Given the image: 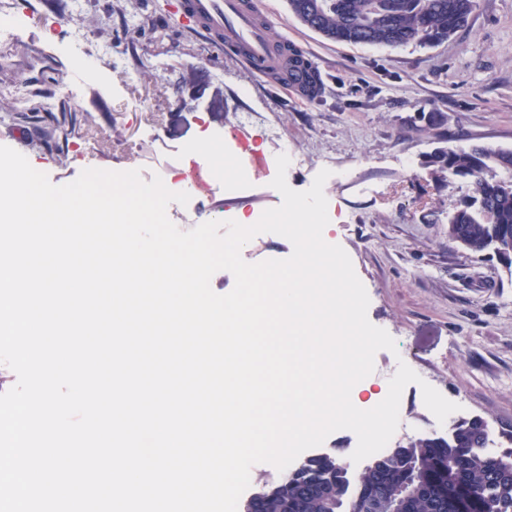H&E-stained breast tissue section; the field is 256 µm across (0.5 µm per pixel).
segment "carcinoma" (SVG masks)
Here are the masks:
<instances>
[{
    "instance_id": "1",
    "label": "carcinoma",
    "mask_w": 512,
    "mask_h": 512,
    "mask_svg": "<svg viewBox=\"0 0 512 512\" xmlns=\"http://www.w3.org/2000/svg\"><path fill=\"white\" fill-rule=\"evenodd\" d=\"M308 28L334 42L430 46L463 28L475 0H288ZM423 165L438 183L469 186L448 214V239L480 254L512 242V149L437 147ZM488 423L461 419L448 435L419 434L379 454L355 478L329 453L307 457L247 504L266 512H457L447 484L477 493L479 512H512V450L490 455Z\"/></svg>"
}]
</instances>
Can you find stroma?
Returning <instances> with one entry per match:
<instances>
[{"mask_svg":"<svg viewBox=\"0 0 512 512\" xmlns=\"http://www.w3.org/2000/svg\"><path fill=\"white\" fill-rule=\"evenodd\" d=\"M18 35L0 48V84L25 80L29 109L0 120V145L22 153L51 183L87 168L140 170L179 190L192 148L236 129L243 113L278 129L244 135L248 151L275 163L295 154L288 185L308 189L319 171L337 224L329 235L349 255L369 299V321L395 340L375 355L362 399L405 362L447 399L457 418L485 419L488 450L512 448V272L448 240V214L468 193L437 185L423 158L440 142L512 149V0H476L467 29L447 42L396 48L338 43L308 29L286 0H260L274 32L305 47L323 78L318 97L284 103L199 37L174 26L166 0H12ZM56 108L40 116V103ZM442 112L445 127L426 113ZM61 130L36 142L38 125ZM270 176L233 205L212 198L224 219L278 207ZM421 384L408 385L400 442L431 431Z\"/></svg>","mask_w":512,"mask_h":512,"instance_id":"1","label":"stroma"}]
</instances>
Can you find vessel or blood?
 <instances>
[{
  "label": "vessel or blood",
  "instance_id": "b4317fda",
  "mask_svg": "<svg viewBox=\"0 0 512 512\" xmlns=\"http://www.w3.org/2000/svg\"><path fill=\"white\" fill-rule=\"evenodd\" d=\"M168 13L176 25L203 36L249 73L299 97H315L306 85V73L314 67L308 50L274 36L257 0H168Z\"/></svg>",
  "mask_w": 512,
  "mask_h": 512
}]
</instances>
